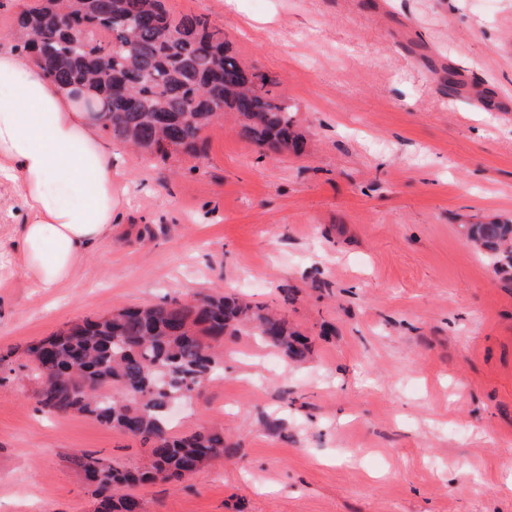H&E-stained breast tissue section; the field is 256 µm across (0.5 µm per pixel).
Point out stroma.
Segmentation results:
<instances>
[{"label": "stroma", "instance_id": "35a3bbf8", "mask_svg": "<svg viewBox=\"0 0 512 512\" xmlns=\"http://www.w3.org/2000/svg\"><path fill=\"white\" fill-rule=\"evenodd\" d=\"M286 96L307 153L269 155L233 113L201 156L112 147V238L51 293L0 223V352L123 306L236 293L307 336L303 364L249 330L175 435L231 454L143 512H512V282L465 224L512 221V0H166ZM454 73L457 94L445 83ZM147 444L43 411L0 370V512H94L76 456Z\"/></svg>", "mask_w": 512, "mask_h": 512}]
</instances>
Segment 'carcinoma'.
I'll return each instance as SVG.
<instances>
[{
  "instance_id": "cac0c4a2",
  "label": "carcinoma",
  "mask_w": 512,
  "mask_h": 512,
  "mask_svg": "<svg viewBox=\"0 0 512 512\" xmlns=\"http://www.w3.org/2000/svg\"><path fill=\"white\" fill-rule=\"evenodd\" d=\"M20 50L54 82L96 103L101 127L143 153L203 151V130L234 112L239 135L266 154L300 157L305 142L293 129L291 105L271 80L228 53L224 34L193 15L172 16L165 0H38L19 13ZM109 34L107 43L95 34ZM467 239L512 281V224H467ZM245 325L293 362L307 359V340L262 305L232 295L203 294L124 307L76 322L31 343L22 367L38 383L41 406L82 414L151 444L133 469L74 459L96 496V512H141L132 487L175 482L231 446L211 428L170 432L167 405L187 399L224 371V337Z\"/></svg>"
}]
</instances>
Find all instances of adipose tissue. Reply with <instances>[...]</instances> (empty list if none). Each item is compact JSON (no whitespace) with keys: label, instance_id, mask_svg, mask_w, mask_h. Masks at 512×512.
Instances as JSON below:
<instances>
[{"label":"adipose tissue","instance_id":"ef3b65f1","mask_svg":"<svg viewBox=\"0 0 512 512\" xmlns=\"http://www.w3.org/2000/svg\"><path fill=\"white\" fill-rule=\"evenodd\" d=\"M98 127L29 55L0 45V188L24 211L20 260L40 291L112 235V149ZM75 184L85 187L76 201Z\"/></svg>","mask_w":512,"mask_h":512}]
</instances>
